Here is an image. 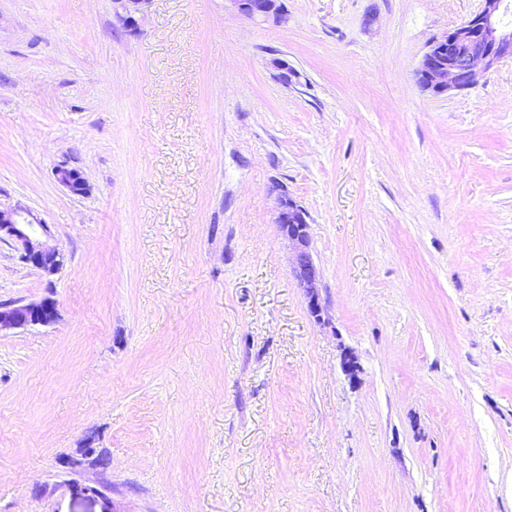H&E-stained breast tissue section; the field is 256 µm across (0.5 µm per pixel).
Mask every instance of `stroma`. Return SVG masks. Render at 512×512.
I'll return each mask as SVG.
<instances>
[{
	"mask_svg": "<svg viewBox=\"0 0 512 512\" xmlns=\"http://www.w3.org/2000/svg\"><path fill=\"white\" fill-rule=\"evenodd\" d=\"M283 3L149 0L130 35L113 0H0V205L67 257L0 241V302L59 311L0 333V512H512V59L434 95L481 0ZM238 14L251 20L279 24L286 19L281 0H225ZM56 181L71 195L84 197L90 192V185L82 170L71 157L63 158L53 168ZM308 218L306 209L290 196L285 194L278 199L276 222L295 248L294 278L304 288L309 312L320 320L323 310L318 290L320 272L310 250ZM0 239L11 240L20 261L47 276L58 274L65 266V253L50 242L49 225L25 206L2 208L0 205Z\"/></svg>",
	"mask_w": 512,
	"mask_h": 512,
	"instance_id": "stroma-1",
	"label": "stroma"
}]
</instances>
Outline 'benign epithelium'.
Wrapping results in <instances>:
<instances>
[{"mask_svg": "<svg viewBox=\"0 0 512 512\" xmlns=\"http://www.w3.org/2000/svg\"><path fill=\"white\" fill-rule=\"evenodd\" d=\"M150 0H114L116 17L127 32L138 30L137 16ZM238 14L251 20L276 24L286 19L282 0H227ZM512 10L509 0H482V9L456 28L435 39L416 69L421 88L435 95L463 91L477 84L481 75L501 59L512 58V26L504 16ZM56 181L71 195L84 197L90 185L72 158L53 168ZM276 223L295 248L293 275L304 288L308 310L315 318L323 310L319 288L320 272L310 250L308 212L288 195L278 199ZM0 239L15 244L22 263L47 276L58 274L66 255L51 243L49 225L25 206L0 207ZM51 297L39 301H11L0 305V333L29 326H46L57 318Z\"/></svg>", "mask_w": 512, "mask_h": 512, "instance_id": "obj_1", "label": "benign epithelium"}]
</instances>
